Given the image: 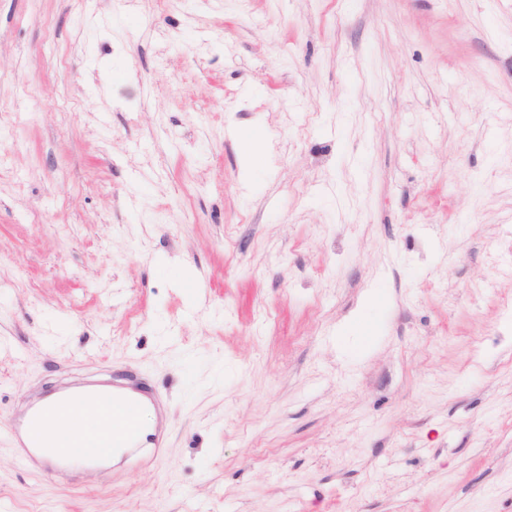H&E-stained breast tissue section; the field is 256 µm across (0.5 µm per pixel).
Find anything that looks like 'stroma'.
Segmentation results:
<instances>
[{
  "mask_svg": "<svg viewBox=\"0 0 512 512\" xmlns=\"http://www.w3.org/2000/svg\"><path fill=\"white\" fill-rule=\"evenodd\" d=\"M161 392L157 457L18 463ZM512 512V0H0V506ZM78 387L82 389L70 392L64 400L50 408V413L59 416V422L57 424L55 419L46 415L42 422L46 434L40 427L43 418L41 411H33L11 423L8 437L19 443L21 451L18 461L23 467L33 462L43 463L47 468L58 471L78 466L96 467L110 459L113 448L138 451L136 439L143 427V394L121 395L112 384L99 381ZM70 405L93 407L100 418L97 429L83 433L80 415L65 414ZM50 424L53 427L49 428ZM56 425V432L51 434Z\"/></svg>",
  "mask_w": 512,
  "mask_h": 512,
  "instance_id": "obj_1",
  "label": "stroma"
}]
</instances>
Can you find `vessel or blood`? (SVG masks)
<instances>
[{"label":"vessel or blood","instance_id":"obj_1","mask_svg":"<svg viewBox=\"0 0 512 512\" xmlns=\"http://www.w3.org/2000/svg\"><path fill=\"white\" fill-rule=\"evenodd\" d=\"M75 405H88L97 411L100 424L96 430L82 432L79 416L67 412L68 407ZM142 409V397L122 395L112 384L91 381L53 405L52 411L59 417L55 433L48 435L42 431L43 414L35 411L12 422L8 436L21 448L18 461L22 466L40 462L58 471L96 467L110 459L113 449L135 448L143 427Z\"/></svg>","mask_w":512,"mask_h":512}]
</instances>
